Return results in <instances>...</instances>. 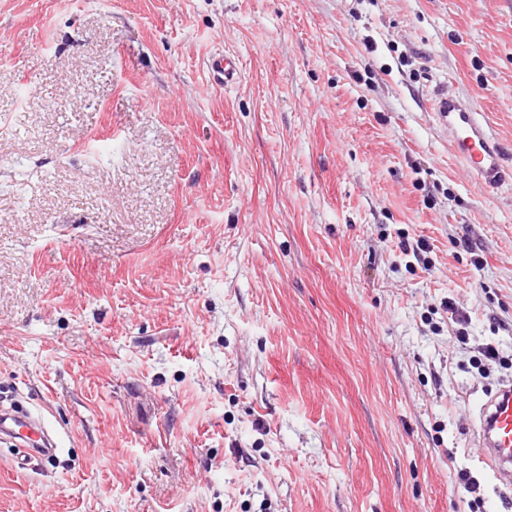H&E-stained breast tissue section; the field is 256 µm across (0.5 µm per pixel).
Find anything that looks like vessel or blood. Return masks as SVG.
I'll return each mask as SVG.
<instances>
[{"label":"vessel or blood","instance_id":"1","mask_svg":"<svg viewBox=\"0 0 512 512\" xmlns=\"http://www.w3.org/2000/svg\"><path fill=\"white\" fill-rule=\"evenodd\" d=\"M213 79L229 84L238 77L234 58L217 55L209 63ZM430 108L448 129V141L475 182L494 190L504 182V157L501 146L488 130L480 112L456 96L435 92ZM10 433L30 443L41 457L55 453L57 443L39 432L30 422L17 416H0V433ZM476 438L483 457L497 480L512 486V387L500 389L483 407Z\"/></svg>","mask_w":512,"mask_h":512}]
</instances>
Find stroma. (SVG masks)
I'll list each match as a JSON object with an SVG mask.
<instances>
[{"mask_svg":"<svg viewBox=\"0 0 512 512\" xmlns=\"http://www.w3.org/2000/svg\"><path fill=\"white\" fill-rule=\"evenodd\" d=\"M436 87L512 154V0H0V408L60 446L0 512H512V177ZM209 71L213 79L220 84H229L238 77V65L234 58L217 55L209 63ZM430 108L448 128V141L475 182L484 190L501 186L504 182L502 149L482 114L469 103L440 90L434 93ZM476 438L497 480L512 486V387L500 389L484 405Z\"/></svg>","mask_w":512,"mask_h":512,"instance_id":"35a3bbf8","label":"stroma"}]
</instances>
